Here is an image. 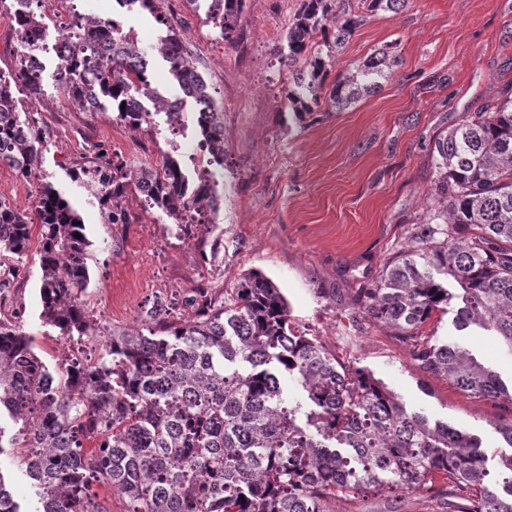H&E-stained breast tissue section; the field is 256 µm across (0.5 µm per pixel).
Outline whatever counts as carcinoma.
I'll return each mask as SVG.
<instances>
[{
    "mask_svg": "<svg viewBox=\"0 0 512 512\" xmlns=\"http://www.w3.org/2000/svg\"><path fill=\"white\" fill-rule=\"evenodd\" d=\"M165 27L154 50L170 64L184 97L208 108L198 123L211 154L224 155V123L209 87ZM409 0H299L288 20L286 106L303 121L311 112H341L377 93L401 66L398 44L334 71L353 33L368 19L398 14ZM245 0H214L209 18L233 40ZM73 75L64 90L89 112H115L137 128L148 112L140 101L178 122L180 108L144 78L147 52L118 43L94 18L71 36ZM100 56L92 80L79 73L85 51ZM17 69L0 76V163L38 179L43 135L35 113L20 108L13 88L38 99L43 88ZM334 79H329V76ZM436 180L427 215L408 249L388 263L365 293L363 311L407 334L436 314L454 313L458 331L480 327L512 355V80L473 113L431 142ZM97 200L110 224L128 223L118 202L130 189L151 187L157 208L178 220L193 204L215 209L205 181L190 188L172 156L122 171L93 144L71 173ZM81 216L53 184L38 190L33 216L0 198V271L30 249L39 224L41 318L61 334L91 335L82 293L89 284L90 242ZM453 288H448V283ZM186 321H159L144 334H112L95 371L80 360L49 366L34 338L0 321V454L12 450L32 481L35 512H107L92 486L118 493L123 512H325L330 497L386 489L448 486V512H512V454L501 458L502 484L487 483L480 440L446 422L410 411L378 378L351 368L293 326L279 286L259 272L239 279L217 305L201 292ZM425 372L474 395L512 403V387L459 344L435 336L416 345ZM298 382L306 411L281 398L280 378ZM98 446L87 452L85 442ZM466 491L464 503L458 492ZM0 512H22L0 473Z\"/></svg>",
    "mask_w": 512,
    "mask_h": 512,
    "instance_id": "cac0c4a2",
    "label": "carcinoma"
}]
</instances>
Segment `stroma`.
<instances>
[{
  "mask_svg": "<svg viewBox=\"0 0 512 512\" xmlns=\"http://www.w3.org/2000/svg\"><path fill=\"white\" fill-rule=\"evenodd\" d=\"M295 5L246 0L240 35L227 44L186 0H162L224 114L216 209L186 239L167 232L164 213L144 211L135 190L121 201L129 223H107L99 204L69 177L91 143L117 166L157 164L169 152L156 136L170 123L165 113L151 112L134 129L114 113L74 105L51 81L34 103L44 137L42 175L77 208L91 244L84 304L94 333L186 319L199 290L220 300L245 273L261 271L281 288L291 319L325 349L371 371L408 408L481 437L487 467L497 473L506 453L497 428L512 420V405L424 373L413 340L367 318L358 300L426 215L436 178L433 137L478 110L497 81L512 78V0H410L399 14L378 16L354 33L342 60L365 58L394 41L401 67L369 99L300 123L285 107L288 65L280 53ZM38 249L31 243L7 295L24 332L53 366L79 347L40 320ZM420 333L460 343L503 379L512 378V355L489 333L459 336L448 315ZM325 509L446 512L442 493L400 489L331 498Z\"/></svg>",
  "mask_w": 512,
  "mask_h": 512,
  "instance_id": "35a3bbf8",
  "label": "stroma"
}]
</instances>
